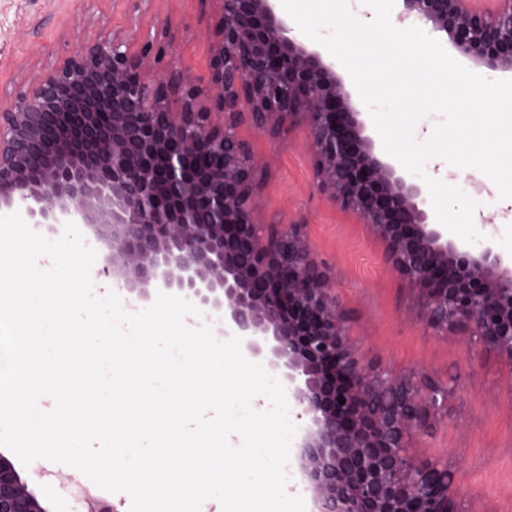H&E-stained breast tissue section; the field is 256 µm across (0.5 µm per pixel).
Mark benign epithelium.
<instances>
[{"label":"benign epithelium","instance_id":"benign-epithelium-1","mask_svg":"<svg viewBox=\"0 0 512 512\" xmlns=\"http://www.w3.org/2000/svg\"><path fill=\"white\" fill-rule=\"evenodd\" d=\"M209 63L194 80L165 22L147 37L87 33L0 100V209L55 234L67 222L112 250L99 273L144 307L164 292L242 339L304 421L289 467L313 512H461L462 491L411 443L445 415L448 382L367 360L304 225L261 235L260 175L237 135L305 124L317 190L356 213L419 292V316L477 359L512 367V269L485 238L444 239L428 188L366 133L363 107L275 0H198ZM399 19L442 35L475 66L512 71V0H401ZM344 397L345 403L338 402ZM0 512H50L0 453Z\"/></svg>","mask_w":512,"mask_h":512}]
</instances>
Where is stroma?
<instances>
[{
    "mask_svg": "<svg viewBox=\"0 0 512 512\" xmlns=\"http://www.w3.org/2000/svg\"><path fill=\"white\" fill-rule=\"evenodd\" d=\"M165 18L178 30L175 56L193 77H204L209 49L197 0H147L133 25L147 35ZM129 25L112 0H0V96L12 91L20 66H50L82 33L108 36ZM238 135L263 169L257 197L263 224H304L314 256L330 269L338 301L352 313L351 335L361 352L451 386L446 418L413 442L411 454L453 471L468 491L465 512H512V367L492 354L470 361L458 341L432 335L424 326L413 292L387 261L384 243L355 213L318 192L305 126L276 139L247 126ZM425 171L467 194H474L472 183L480 177L477 169L432 159ZM474 196L476 230L490 233L498 250L512 255V205L503 206L499 193L490 190ZM25 470L43 473L38 491L54 512H90V504L71 499L60 487L64 480L85 482L79 470L47 459Z\"/></svg>",
    "mask_w": 512,
    "mask_h": 512,
    "instance_id": "stroma-1",
    "label": "stroma"
}]
</instances>
